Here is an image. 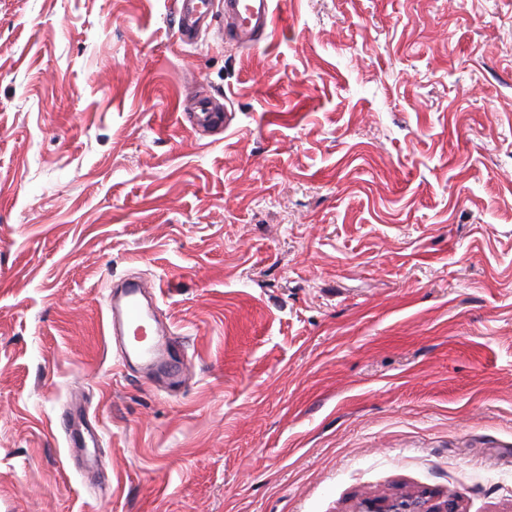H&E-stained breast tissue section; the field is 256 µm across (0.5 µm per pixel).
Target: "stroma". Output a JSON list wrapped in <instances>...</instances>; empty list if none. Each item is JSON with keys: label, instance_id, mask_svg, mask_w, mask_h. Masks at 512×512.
I'll return each mask as SVG.
<instances>
[{"label": "stroma", "instance_id": "35a3bbf8", "mask_svg": "<svg viewBox=\"0 0 512 512\" xmlns=\"http://www.w3.org/2000/svg\"><path fill=\"white\" fill-rule=\"evenodd\" d=\"M274 9L250 49L169 0H0V512H512V0ZM129 274L177 386L118 358ZM224 112L208 96L202 95L197 98L196 106L189 113V120L194 130H210L223 128L226 125ZM68 446L71 455L74 458L77 448H81L87 461H92L97 455V448L100 447V441L96 436L94 428L87 422L81 420H72L66 430ZM89 448H93L91 451ZM453 500L439 501L432 495H405L367 500L357 512H458Z\"/></svg>", "mask_w": 512, "mask_h": 512}]
</instances>
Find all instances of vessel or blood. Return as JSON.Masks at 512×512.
<instances>
[{
	"instance_id": "1",
	"label": "vessel or blood",
	"mask_w": 512,
	"mask_h": 512,
	"mask_svg": "<svg viewBox=\"0 0 512 512\" xmlns=\"http://www.w3.org/2000/svg\"><path fill=\"white\" fill-rule=\"evenodd\" d=\"M172 3L178 36L185 43L197 41L199 22L203 19L216 24L221 37L246 48L268 37L274 23L273 0H172ZM189 120L196 130L219 129L226 124L223 109L205 95L198 97ZM146 288V283L135 277L113 287L107 298L109 330L124 338L122 357L137 356L152 370L179 379L178 337L169 330L158 332L153 339L148 336L155 315L142 305ZM66 434L70 450H84L86 458H93L100 441L90 424L71 421Z\"/></svg>"
}]
</instances>
